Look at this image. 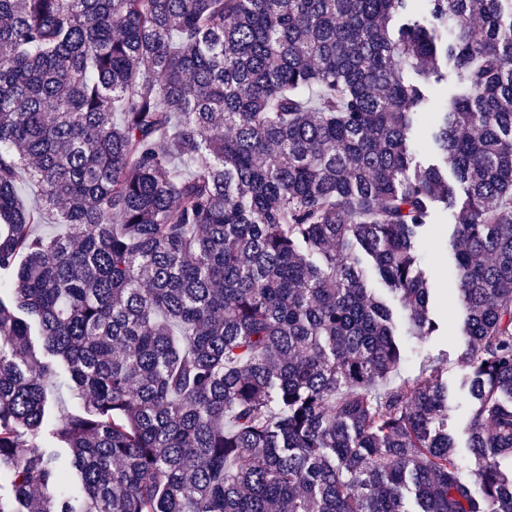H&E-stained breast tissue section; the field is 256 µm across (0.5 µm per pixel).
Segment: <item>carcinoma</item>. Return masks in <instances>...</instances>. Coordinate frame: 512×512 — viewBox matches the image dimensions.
Segmentation results:
<instances>
[{"mask_svg":"<svg viewBox=\"0 0 512 512\" xmlns=\"http://www.w3.org/2000/svg\"><path fill=\"white\" fill-rule=\"evenodd\" d=\"M412 2L0 0V512H512V0ZM453 211L439 210L435 213L430 227L421 242V255L426 268L433 275V291L430 307L434 316L448 323V336H430L422 342L411 343L408 360L401 368V375H414L420 369L423 357L439 358L447 367L450 392L453 433L458 454L464 465L463 475L471 479L470 451L466 420L469 412V397L463 381L467 369L461 362L466 341L457 336L459 310L455 297L448 292V273L453 271V250L451 238L454 227Z\"/></svg>","mask_w":512,"mask_h":512,"instance_id":"carcinoma-1","label":"carcinoma"}]
</instances>
